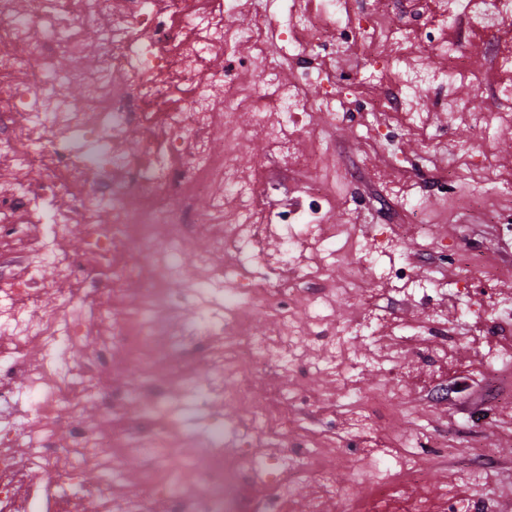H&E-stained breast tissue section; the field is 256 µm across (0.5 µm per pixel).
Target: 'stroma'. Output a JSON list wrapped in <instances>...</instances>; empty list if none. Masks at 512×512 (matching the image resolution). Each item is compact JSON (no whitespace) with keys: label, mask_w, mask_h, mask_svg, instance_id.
Returning <instances> with one entry per match:
<instances>
[{"label":"stroma","mask_w":512,"mask_h":512,"mask_svg":"<svg viewBox=\"0 0 512 512\" xmlns=\"http://www.w3.org/2000/svg\"><path fill=\"white\" fill-rule=\"evenodd\" d=\"M384 53L368 54L354 45L335 56L307 57L299 68L335 71V149L322 161L321 179L334 195L322 221L340 225L337 250L348 241L374 245L396 235L399 242L385 262L406 267L410 281L373 279L360 269L357 287L340 296L338 323L350 326L341 358H332L331 333L309 337L301 351L306 367L293 377L275 370L256 375L254 399L266 401L271 387L300 388L309 405L298 413L303 431L317 435L340 453L366 460L363 469L335 466L327 478L346 493L356 512H448L447 495L461 503L491 504L494 512H512V409L501 406V394L512 387V324L502 325L490 307L512 295V242H503L483 212L471 208L469 193L484 185L492 203L512 214V128L499 131L482 145L484 166L459 162L456 145H473L478 135L463 123L449 125L447 113L433 97L419 96L415 104L423 124L392 127L391 115L374 112L369 99L388 95L397 85L393 74L373 83L364 75L381 67ZM366 122L388 133L387 140L363 142L356 133ZM263 162L264 179L274 189L261 197L264 213L306 203L308 174L285 165L264 135L253 134L243 148L242 171L253 174ZM455 170L452 192L439 186ZM419 202L427 227L423 235L409 233L410 215L401 197ZM493 255L497 272L492 280L462 282L460 256ZM447 320L449 336L431 329L434 320ZM445 351L441 360H428L432 350ZM335 362V377L320 371ZM392 399L395 410L380 422L378 410H361V400ZM421 440L444 437L448 453L429 467L424 484L390 483L387 497L373 495L381 477L393 473L404 454L401 437ZM484 471L477 493H470L460 473L475 461Z\"/></svg>","instance_id":"obj_1"}]
</instances>
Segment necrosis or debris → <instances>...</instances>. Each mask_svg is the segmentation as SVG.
<instances>
[{
	"instance_id": "necrosis-or-debris-1",
	"label": "necrosis or debris",
	"mask_w": 512,
	"mask_h": 512,
	"mask_svg": "<svg viewBox=\"0 0 512 512\" xmlns=\"http://www.w3.org/2000/svg\"><path fill=\"white\" fill-rule=\"evenodd\" d=\"M240 0H0V77H23L21 88L0 93V240L28 241L17 255V273L0 276V512H72L93 499L122 512H283L295 485L322 483L327 463L348 459L335 449L308 447L289 416L298 394L274 389L248 419L247 435L278 447L275 458L241 449L224 462V420L212 414L201 440L209 459L188 457L185 479L169 473L184 451L187 435L175 416L232 398L249 400L256 374L272 368L297 374V346L315 328L331 324L336 288L321 282L296 287L305 263L302 245L314 243L323 270L345 264L331 248L337 229L322 223L328 201L321 183L308 189L310 202L261 219L257 193L241 177L239 150L251 131L263 132L281 158L304 166L311 153L295 148L291 131L311 129L335 117V98L308 99L309 84L324 75L310 72L284 79L288 67L322 45L336 46L344 29L368 45L387 41L399 82L392 110L401 124H416L418 93L446 90L495 71V110L475 111L448 97L440 102L449 120L464 118L483 138L512 125V44L493 51L465 52L459 30L475 36L512 28V0H375L371 13L357 14L353 0H256L259 24L235 22ZM422 24L410 25L414 15ZM99 25L95 62L85 65L82 30ZM256 50L248 78L225 79L240 62L241 48ZM196 83L200 91L173 108L174 82ZM275 87L273 105L253 99L252 83ZM45 104L31 111V102ZM250 110L242 128L238 114ZM135 127L162 152L140 161L121 146ZM224 149L212 151L215 135ZM38 163L31 183L15 171ZM89 184L88 193L57 207L63 184ZM211 200L199 211L198 197ZM36 215L40 236L18 221ZM80 225L84 250L66 252L63 242ZM208 247L185 269L180 256L199 234ZM278 248L268 252L266 239ZM231 253L224 269L214 255ZM54 278H46L45 267ZM107 273L110 304L86 305L75 283L93 269ZM193 276L195 287L171 289ZM237 282L232 299L224 284ZM139 302L123 318L112 313L127 285ZM53 308L42 305L45 295ZM194 318H184L187 308ZM91 309L96 345L74 355L87 333ZM277 313L274 332L255 331L249 320L260 310ZM209 363L206 379L193 369ZM141 375L139 388L114 384L126 367ZM24 376L18 395L13 378ZM94 408L99 424L81 419ZM132 454L142 468L139 490L122 497V459ZM95 466L103 476L88 483ZM259 471L257 484L240 483L241 472Z\"/></svg>"
}]
</instances>
